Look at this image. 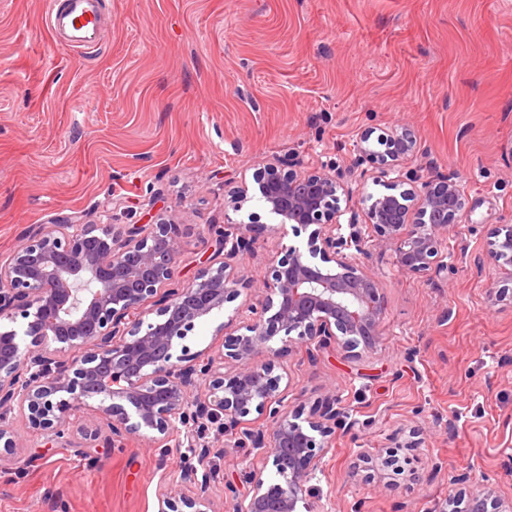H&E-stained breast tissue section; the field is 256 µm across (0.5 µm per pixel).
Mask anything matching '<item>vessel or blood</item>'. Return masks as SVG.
<instances>
[{
    "label": "vessel or blood",
    "instance_id": "obj_1",
    "mask_svg": "<svg viewBox=\"0 0 512 512\" xmlns=\"http://www.w3.org/2000/svg\"><path fill=\"white\" fill-rule=\"evenodd\" d=\"M46 20L51 31L67 46L90 50L96 45L100 27L97 0H45Z\"/></svg>",
    "mask_w": 512,
    "mask_h": 512
}]
</instances>
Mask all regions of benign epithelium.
Wrapping results in <instances>:
<instances>
[{
    "instance_id": "1",
    "label": "benign epithelium",
    "mask_w": 512,
    "mask_h": 512,
    "mask_svg": "<svg viewBox=\"0 0 512 512\" xmlns=\"http://www.w3.org/2000/svg\"><path fill=\"white\" fill-rule=\"evenodd\" d=\"M385 149L360 136L353 167L299 172L287 159L255 171L259 199L274 220L225 228L209 225L223 260L202 262L194 277L174 281L180 258V225L157 216L148 224H73L57 219L31 230L26 241L0 260V320H23L22 330L0 328V461L14 456L19 436L9 426L17 413L48 441L61 435L70 416L98 401L116 447L138 438L185 449L184 481L190 495L161 493L157 512H212L215 472L205 443L209 426L235 435L233 446L250 448L262 463L247 471L249 493L233 498V512H312L306 497L318 463L343 425L340 396L329 394L293 408L285 404L282 353L303 345L310 361L331 349L346 359L378 351L386 301L380 281L363 258L390 246L397 267L430 279L448 277L440 245L448 225L467 211L461 183L422 182L404 175L419 152L415 132L397 125L378 135ZM369 164L387 179L390 194L361 195L366 237L354 211V170ZM253 199L246 181L225 194L235 212ZM349 215L347 223L341 218ZM308 233L306 247L290 245L271 260L261 299L244 301L233 324L217 326L216 354L181 344L196 324L252 291L239 275L259 238L272 231ZM490 260L509 267L512 225L492 232ZM490 492L477 490L465 512H512Z\"/></svg>"
}]
</instances>
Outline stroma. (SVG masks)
Segmentation results:
<instances>
[{
    "mask_svg": "<svg viewBox=\"0 0 512 512\" xmlns=\"http://www.w3.org/2000/svg\"><path fill=\"white\" fill-rule=\"evenodd\" d=\"M95 49L66 47L41 0H0V259L36 225L181 229L176 280L218 252L224 181L272 159L348 167L366 131L399 124L420 140L424 176L460 180L468 209L441 252L447 284L401 272L392 250L366 261L386 301L375 355L298 347L279 359L288 405L334 392L349 414L320 460L316 512H437L476 488L512 500V301L495 302L479 261L512 224V0H102ZM294 235L265 234L241 273L269 274ZM29 473L0 472V512H154L188 491L179 449L105 446L95 407L53 445L26 428ZM222 453L210 495L232 512L249 490V449ZM465 482L452 484V475ZM234 491H227L225 481Z\"/></svg>",
    "mask_w": 512,
    "mask_h": 512,
    "instance_id": "stroma-1",
    "label": "stroma"
}]
</instances>
